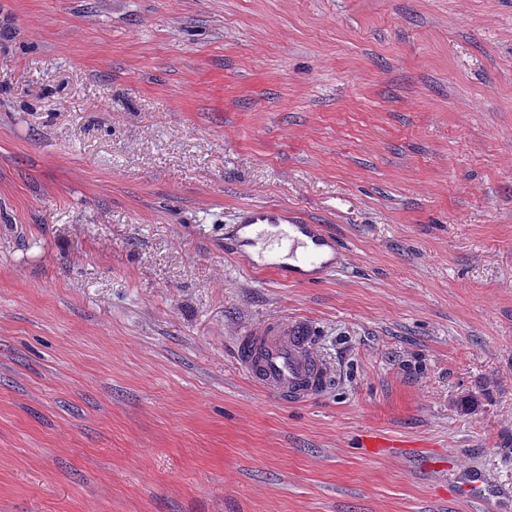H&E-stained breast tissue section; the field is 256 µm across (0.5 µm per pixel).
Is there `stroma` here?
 <instances>
[{
	"instance_id": "35a3bbf8",
	"label": "stroma",
	"mask_w": 512,
	"mask_h": 512,
	"mask_svg": "<svg viewBox=\"0 0 512 512\" xmlns=\"http://www.w3.org/2000/svg\"><path fill=\"white\" fill-rule=\"evenodd\" d=\"M253 204L343 269H245ZM298 318L293 406L235 343ZM472 469L512 512V0H0V512H470ZM224 244L248 268L271 271L279 279L315 284L344 266L336 237L287 207L240 209ZM314 342L306 320L273 321L239 336L237 363L267 392L290 404H304L319 395L331 378V368Z\"/></svg>"
}]
</instances>
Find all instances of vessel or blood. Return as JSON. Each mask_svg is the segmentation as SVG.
<instances>
[{
    "mask_svg": "<svg viewBox=\"0 0 512 512\" xmlns=\"http://www.w3.org/2000/svg\"><path fill=\"white\" fill-rule=\"evenodd\" d=\"M225 244L248 268L291 283H318L344 265V253L324 225L285 207L240 209ZM236 358L258 386L295 405L319 395L331 378L330 366L314 347L311 326L302 319L244 331ZM457 487L470 502L486 507L490 493L482 471L466 472Z\"/></svg>",
    "mask_w": 512,
    "mask_h": 512,
    "instance_id": "vessel-or-blood-1",
    "label": "vessel or blood"
}]
</instances>
